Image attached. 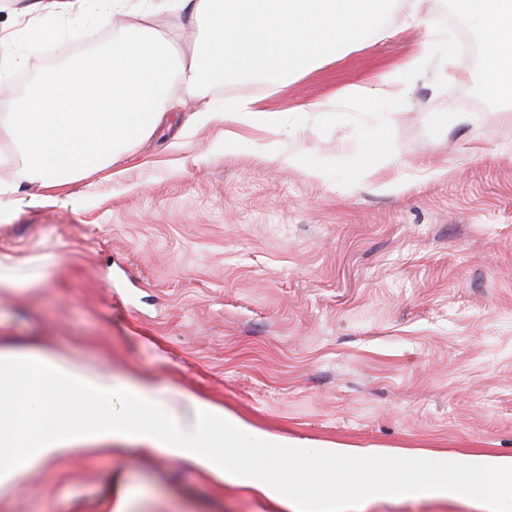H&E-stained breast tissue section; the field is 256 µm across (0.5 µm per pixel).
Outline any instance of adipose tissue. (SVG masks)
I'll return each instance as SVG.
<instances>
[{"label":"adipose tissue","instance_id":"ef3b65f1","mask_svg":"<svg viewBox=\"0 0 512 512\" xmlns=\"http://www.w3.org/2000/svg\"><path fill=\"white\" fill-rule=\"evenodd\" d=\"M455 10L482 34L483 91L512 102V0H454ZM207 120L281 128L283 112L258 108L256 100L227 101L205 110ZM124 414H111L114 399ZM136 440L191 461L216 481H231L262 495L283 512H342L331 485L311 484L303 469L339 472L353 449L309 446L272 435L195 396L178 400L145 383L113 382L38 347L0 349V486L26 471L60 460L86 440ZM408 496L468 498L500 512L512 503V456L471 453L449 464L443 453L395 460Z\"/></svg>","mask_w":512,"mask_h":512}]
</instances>
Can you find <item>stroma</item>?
I'll return each instance as SVG.
<instances>
[{"label": "stroma", "instance_id": "35a3bbf8", "mask_svg": "<svg viewBox=\"0 0 512 512\" xmlns=\"http://www.w3.org/2000/svg\"><path fill=\"white\" fill-rule=\"evenodd\" d=\"M28 0H0V29L37 73L59 58L27 40ZM448 30L423 76L390 98L381 75L420 46L401 11L396 33L366 37L290 80L248 79L183 101L119 165L55 189L17 179L0 201V344L38 346L119 381L193 395L271 434L360 449L336 481L347 512H482L465 498L352 495L361 468L384 477L385 452L488 451L512 456V112L484 109L466 76L465 19L453 0H419ZM102 0H81L60 35L73 52L99 46ZM182 57L201 20L155 15ZM356 85L366 97L342 101ZM240 95L285 112L279 132L207 121L204 103ZM331 100L332 112L302 106ZM475 116L449 123L443 105ZM242 146L225 153L224 136ZM390 147L387 192L352 179L369 141ZM303 162L279 164L283 153ZM323 174L311 177L309 165ZM128 512H279L248 489L218 483L164 449L134 441L76 447L0 489V512H102L114 480Z\"/></svg>", "mask_w": 512, "mask_h": 512}]
</instances>
